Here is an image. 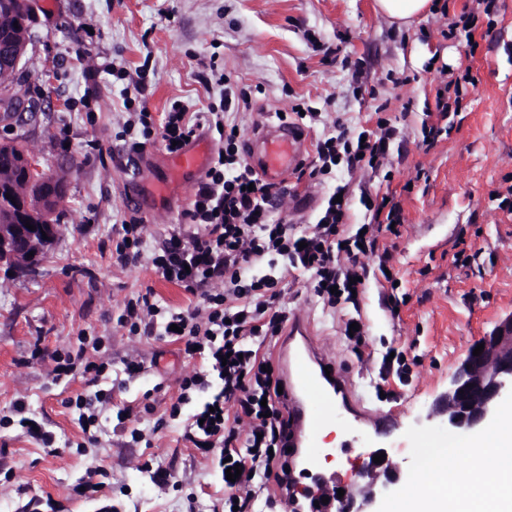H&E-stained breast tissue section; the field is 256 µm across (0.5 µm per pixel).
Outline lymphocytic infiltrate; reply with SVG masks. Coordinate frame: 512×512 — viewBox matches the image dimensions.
I'll list each match as a JSON object with an SVG mask.
<instances>
[{
	"label": "lymphocytic infiltrate",
	"mask_w": 512,
	"mask_h": 512,
	"mask_svg": "<svg viewBox=\"0 0 512 512\" xmlns=\"http://www.w3.org/2000/svg\"><path fill=\"white\" fill-rule=\"evenodd\" d=\"M202 79L223 86L219 108L190 112L175 104L159 124L151 113L134 111L140 82L129 80L124 105L130 110L126 131L134 136L133 150H142L157 134L165 150L177 154L206 130L217 133L219 147L184 213L195 232L172 233L149 252L143 225L126 224L114 253L122 266L149 259L156 273L185 288L198 303L194 309L175 312L146 293L129 299L116 323L133 336L155 335L181 343L188 356L204 362L202 370L180 379L175 402L155 420V428L177 420L192 393L203 389L209 379L221 381L210 407L188 418L182 438L205 452L223 447L229 466L242 469L230 493L214 504L212 512H255L259 492L269 482L285 483L290 473L284 447L289 423L270 352L273 339L289 320L288 303L279 278L271 272L256 274L255 269L282 261L312 279L324 306L346 308L353 303L354 292L364 288L367 270L361 257L376 252L381 263H388L390 255L381 252L379 238L389 224L400 222L401 215L390 196H383L380 203L368 204L373 221L359 232L347 222V203L329 201L315 223L295 231L275 216L287 188L267 183L245 159L236 114L248 103L247 92L233 91L225 76L214 70ZM395 134L382 116L375 131L363 138L338 127L318 139L311 178L331 179L340 168L379 172ZM108 368L107 362L88 359L82 347L54 368L59 377L78 370L87 378L88 391L68 400L82 431L96 424L95 410L106 398L96 384Z\"/></svg>",
	"instance_id": "f902f5d3"
}]
</instances>
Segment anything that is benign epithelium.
<instances>
[{
  "label": "benign epithelium",
  "mask_w": 512,
  "mask_h": 512,
  "mask_svg": "<svg viewBox=\"0 0 512 512\" xmlns=\"http://www.w3.org/2000/svg\"><path fill=\"white\" fill-rule=\"evenodd\" d=\"M3 30L0 57L20 59L25 48L24 37L11 35L8 26ZM0 98L5 103L0 109V119L23 124L16 86L10 82L1 86ZM19 164L24 167L26 178L9 184L17 215L24 212L32 216L39 214L44 223L35 225L32 231L23 224H12L10 219H5L0 224V267L16 275L31 276L57 239L58 225L50 223V219L59 202L55 191L64 185V181L61 176L47 173L38 159L28 152L21 154ZM33 184L48 185L49 195L40 201L33 200L29 192ZM31 252L34 253L32 257L29 256ZM479 342L484 344V350L475 356V346L469 347L451 379L448 392L434 411L435 415L446 418L449 426L463 431L480 426L497 410L505 392L512 389V314L482 336ZM358 478L357 488L338 499V512H367V508L375 506L379 501L378 494L397 481L398 466L388 457L378 464L370 458L360 466Z\"/></svg>",
  "instance_id": "benign-epithelium-1"
}]
</instances>
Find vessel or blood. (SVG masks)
I'll return each instance as SVG.
<instances>
[{
	"label": "vessel or blood",
	"instance_id": "obj_1",
	"mask_svg": "<svg viewBox=\"0 0 512 512\" xmlns=\"http://www.w3.org/2000/svg\"><path fill=\"white\" fill-rule=\"evenodd\" d=\"M308 140L293 125H265L246 144L255 158V169L264 179L282 182L302 160ZM209 156L206 149L193 146L171 164L178 179L200 174ZM278 365L287 392V411L292 420L288 434L289 463L315 466L324 449V432L345 410L355 422L378 427L389 424L388 416L364 408L347 371L330 360L318 347L308 320L292 318L278 347Z\"/></svg>",
	"mask_w": 512,
	"mask_h": 512
}]
</instances>
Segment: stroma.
Segmentation results:
<instances>
[{
	"mask_svg": "<svg viewBox=\"0 0 512 512\" xmlns=\"http://www.w3.org/2000/svg\"><path fill=\"white\" fill-rule=\"evenodd\" d=\"M37 3L23 67L25 105L37 117L25 146L67 181L57 240L37 273L0 269V512H51L55 505L60 512H208L224 495L218 451L205 456L187 447L179 422L153 430L144 411L148 404L164 411L177 396L176 380L199 359L179 344L129 335L115 321L130 298L148 291L176 311L196 304L147 262L123 267L112 257L122 225L135 221L144 222L148 247L159 246L183 224L198 187L193 179L154 194L171 156L161 143L136 153L126 141L124 71L141 73L138 101L159 119L175 102L192 112L219 104L220 86L198 79L216 67L252 92L237 116L245 140L301 99L321 114L306 131L312 143L338 121L353 135L375 130V110L383 108L398 130L390 180L342 169L320 185L293 173L287 183L297 194L280 209L284 222L309 224L321 200L345 185L350 223L368 221L358 201L364 188L394 193L402 214L399 235L381 236L398 288L376 274L377 257L362 259L371 274L359 304L373 361L357 359L341 313L324 309L294 271L281 273L293 315L311 321L319 347L350 373L365 406L393 414L386 432L356 428L359 448L323 455L321 470L350 490L369 454L387 452L402 479L380 501L381 512H403L424 443L456 442L453 462L467 470L480 431L452 429L432 409L470 345L512 314V0H493L489 15L475 0H438L436 10L401 29L378 13L375 0ZM453 21L470 25L472 39L447 36ZM108 64L113 73H105ZM47 65L54 72L48 84L40 78ZM466 74L475 84L451 113V130L424 142L438 89ZM391 293L401 299L394 314ZM82 337L98 341L110 362L101 386L111 401L98 407L89 435L64 404L85 391L84 378L59 381L53 373ZM390 349L404 371L384 378L379 357ZM131 358L145 370L129 379L123 369ZM124 405L133 412L121 424L116 413ZM29 420L50 434V445L28 435ZM146 462L166 471L168 482H153ZM84 481L98 491L76 494Z\"/></svg>",
	"mask_w": 512,
	"mask_h": 512,
	"instance_id": "stroma-1",
	"label": "stroma"
}]
</instances>
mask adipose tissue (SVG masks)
<instances>
[{"label": "adipose tissue", "mask_w": 512, "mask_h": 512, "mask_svg": "<svg viewBox=\"0 0 512 512\" xmlns=\"http://www.w3.org/2000/svg\"><path fill=\"white\" fill-rule=\"evenodd\" d=\"M449 451L430 449L422 465L426 487L409 496L406 512H512V426L500 424L476 443L463 486L449 484ZM493 480H486V470Z\"/></svg>", "instance_id": "obj_1"}]
</instances>
